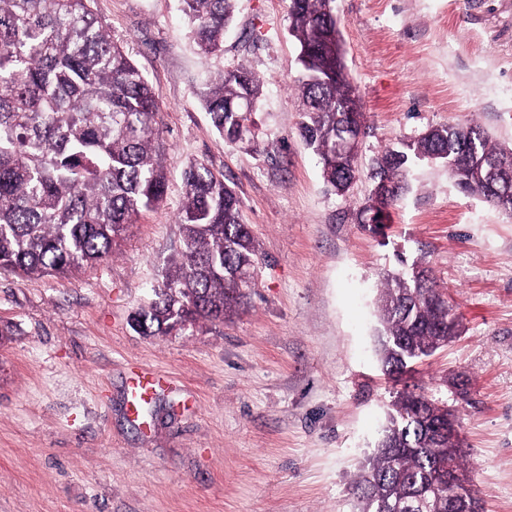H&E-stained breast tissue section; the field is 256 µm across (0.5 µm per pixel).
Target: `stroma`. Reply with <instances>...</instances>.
I'll use <instances>...</instances> for the list:
<instances>
[{"label": "stroma", "instance_id": "35a3bbf8", "mask_svg": "<svg viewBox=\"0 0 512 512\" xmlns=\"http://www.w3.org/2000/svg\"><path fill=\"white\" fill-rule=\"evenodd\" d=\"M332 7L365 114L344 197L299 134L289 0H236L209 56L179 0H94L155 91L167 188L110 260L62 277L0 269V512H358L352 486L407 384L458 408L484 512H512V215L424 162L378 231L360 225L373 160L428 128L475 125L512 148V0ZM241 64L262 85L249 145L228 143L200 101ZM196 160L239 199L255 285L224 322L144 336L132 318L179 248ZM415 261L461 334L397 380L377 355L379 295ZM140 367L171 381L142 416L128 410Z\"/></svg>", "mask_w": 512, "mask_h": 512}]
</instances>
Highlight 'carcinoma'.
Segmentation results:
<instances>
[{"label": "carcinoma", "mask_w": 512, "mask_h": 512, "mask_svg": "<svg viewBox=\"0 0 512 512\" xmlns=\"http://www.w3.org/2000/svg\"><path fill=\"white\" fill-rule=\"evenodd\" d=\"M92 0H0V267L21 278L67 274L112 256L132 219L158 205L166 177L156 159L157 98L143 73L114 44ZM201 52L223 50L234 0H180ZM333 0H290L289 30L303 71L300 135L316 154L324 183L349 191L357 160L336 159L352 119L364 120L348 78ZM260 82L239 67L207 88L202 102L215 129L232 144L248 142V113ZM485 179L463 192L499 210L512 209V160L473 126L435 127L374 160L371 179L388 186L390 207L407 187L410 166L435 160L453 182L468 152ZM181 244L134 329L167 335L199 321L222 322L252 281L258 249L224 176L194 162L184 171ZM379 299L382 363L396 378L457 335L453 306L428 267L385 279ZM445 404L405 392L374 454L363 464L356 494L362 512H406L424 496L432 512L448 498L477 495L461 449L444 432ZM452 464L467 486H448L439 465Z\"/></svg>", "instance_id": "1"}]
</instances>
